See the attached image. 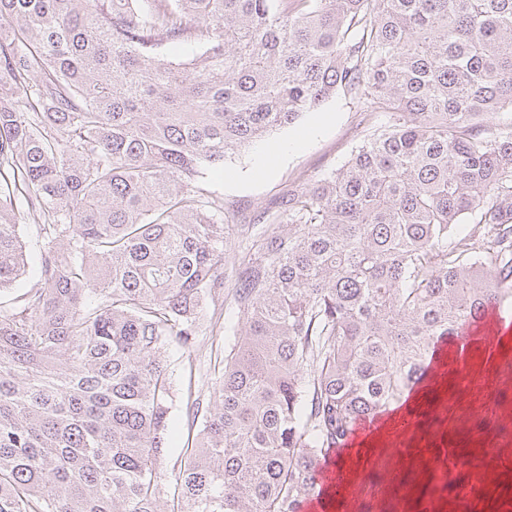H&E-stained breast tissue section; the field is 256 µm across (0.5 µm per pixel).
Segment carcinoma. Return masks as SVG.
Returning a JSON list of instances; mask_svg holds the SVG:
<instances>
[{
  "mask_svg": "<svg viewBox=\"0 0 512 512\" xmlns=\"http://www.w3.org/2000/svg\"><path fill=\"white\" fill-rule=\"evenodd\" d=\"M0 512H297L433 340L512 302V0H0ZM342 91L386 116L239 230L241 323L172 479L170 338L224 290L227 156ZM469 233L451 237L464 217ZM18 218L20 223L19 233L21 236V240L25 244L26 252L29 256V267L27 269L26 277L23 280H21L16 285V287L4 292L0 296L1 302L9 301L20 296L25 290H27V288L33 286L38 280L37 268L39 261V249L36 243L37 238L35 226L32 224H27L22 214H20Z\"/></svg>",
  "mask_w": 512,
  "mask_h": 512,
  "instance_id": "carcinoma-1",
  "label": "carcinoma"
}]
</instances>
